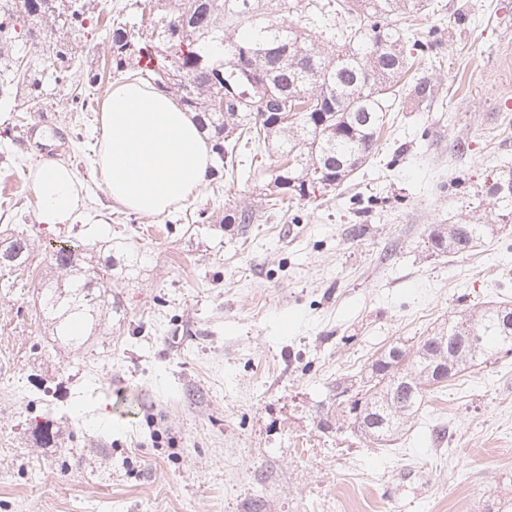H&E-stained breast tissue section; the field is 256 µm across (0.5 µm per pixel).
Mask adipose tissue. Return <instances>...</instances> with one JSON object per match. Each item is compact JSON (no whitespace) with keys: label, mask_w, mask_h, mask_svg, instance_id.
Here are the masks:
<instances>
[{"label":"adipose tissue","mask_w":512,"mask_h":512,"mask_svg":"<svg viewBox=\"0 0 512 512\" xmlns=\"http://www.w3.org/2000/svg\"><path fill=\"white\" fill-rule=\"evenodd\" d=\"M99 176L112 202L154 215L184 200L205 181L207 141L188 112L168 94L130 81L105 98ZM67 166L43 162L33 189L43 224L74 221L82 199Z\"/></svg>","instance_id":"adipose-tissue-1"}]
</instances>
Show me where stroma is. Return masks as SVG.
Segmentation results:
<instances>
[{
	"instance_id": "1",
	"label": "stroma",
	"mask_w": 512,
	"mask_h": 512,
	"mask_svg": "<svg viewBox=\"0 0 512 512\" xmlns=\"http://www.w3.org/2000/svg\"><path fill=\"white\" fill-rule=\"evenodd\" d=\"M86 3L66 82L42 56L37 97L0 87V233L31 244L22 285L0 292V512H486L512 499V355L447 382L385 445L336 423L392 345L512 303V224L488 192L512 167V0H433L417 16L441 36L407 78L433 97H406L335 192L267 205L265 163L156 215L110 203L104 96L73 101L111 60L112 16L140 11ZM46 160L76 173L75 223L38 221L32 176ZM244 206L255 223H224ZM473 209L495 236L433 252L430 228ZM63 244L138 258L113 270L118 310L78 347L40 315L39 281ZM49 420L45 445L34 427Z\"/></svg>"
}]
</instances>
